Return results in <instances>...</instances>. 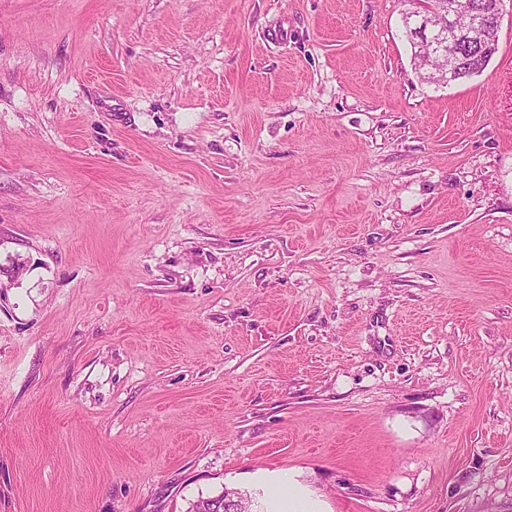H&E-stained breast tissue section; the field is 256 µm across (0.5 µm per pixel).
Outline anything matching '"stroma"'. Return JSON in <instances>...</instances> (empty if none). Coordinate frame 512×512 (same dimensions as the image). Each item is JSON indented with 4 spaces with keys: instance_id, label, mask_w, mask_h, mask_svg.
<instances>
[{
    "instance_id": "35a3bbf8",
    "label": "stroma",
    "mask_w": 512,
    "mask_h": 512,
    "mask_svg": "<svg viewBox=\"0 0 512 512\" xmlns=\"http://www.w3.org/2000/svg\"><path fill=\"white\" fill-rule=\"evenodd\" d=\"M0 0V512H512V0ZM436 0H429L427 1L428 6L423 11L415 10L413 12L409 11L406 13L404 17V24L406 28V33L410 39L411 42V48L413 49V56L414 59H416L419 62V70L423 69L426 70L425 73H423L422 78L426 81L430 79V76L435 72V70L438 67L437 61H427L425 59H422L418 57L417 55V49L419 47L418 42L422 40L423 32L421 28L417 25L420 19H426L425 12L428 10V7L434 6ZM412 13V17H409V13ZM418 39L417 41H415ZM427 67V68H425ZM429 68V69H428ZM472 7L484 11L485 13H494L497 8V1L499 0H469ZM467 2L460 0H442L439 8L436 10L437 14L429 17L426 22V30L430 33V39L427 44L430 46L432 55L448 60V54L439 48L438 41L443 40L448 35L444 47L448 51L453 48V41L448 33V26H451L455 17L461 11H467L470 15L471 22L476 27H486L485 17L476 12ZM499 12V13H498ZM494 14V22H500L501 12L500 8ZM448 18L452 22L448 23ZM498 29L485 28L472 38L463 29L454 32L451 29L452 38L455 40V53L457 58V81L474 74L480 73L487 66L497 49ZM246 495H243L238 492H224L223 494L203 498L194 502L191 506L190 512H198L202 510H212L213 505L217 503L218 500L224 501V511L223 512H234L233 508L235 506L237 510L245 511L249 510L250 504L249 502H245ZM217 499V501L215 500Z\"/></svg>"
}]
</instances>
